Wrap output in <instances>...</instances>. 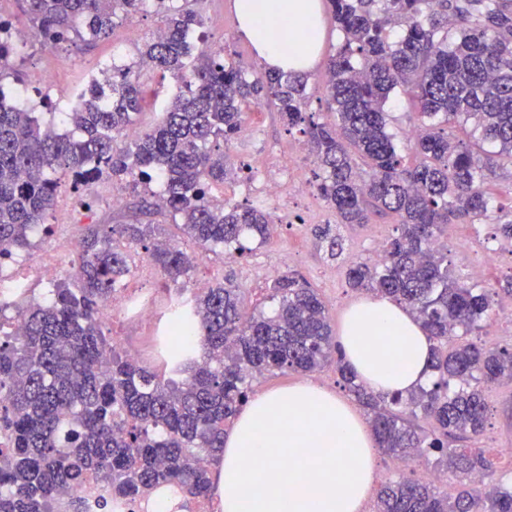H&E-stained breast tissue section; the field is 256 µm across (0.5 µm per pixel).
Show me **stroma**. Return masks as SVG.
<instances>
[{
  "label": "stroma",
  "mask_w": 512,
  "mask_h": 512,
  "mask_svg": "<svg viewBox=\"0 0 512 512\" xmlns=\"http://www.w3.org/2000/svg\"><path fill=\"white\" fill-rule=\"evenodd\" d=\"M203 14L207 20L203 28L207 47H224L238 62L249 69L259 71L263 65L252 46L240 34L232 7V0H206ZM0 17L11 21L14 42L25 45L23 59L18 60L24 85L39 87L42 98L57 105H65L72 96L88 83L93 71L101 63L115 61L130 63L142 46L160 25L154 12H141L133 18L119 22L111 36L90 45L66 46L53 49L31 39L30 29L22 10L21 0H0ZM52 74L53 80L41 83L40 74ZM227 153L236 169L233 177L224 184L225 191H232L239 184L250 180L252 174H261L269 168L289 167L296 180L311 185L315 165L313 157L303 147L298 130L288 129L277 106L264 103L249 112L240 133L229 143ZM160 185L151 189L134 187L131 180H115L102 176L80 187H72L70 180H61L55 200L45 222L49 226V239L60 238L70 224H132L142 222L155 227L160 238L176 244L193 256L195 266L192 282H215L232 275L244 290L246 309H254L265 303L268 286L279 274L297 273L303 276L324 300L333 324H340L346 305L356 297L346 284V269L350 256L367 259L373 255L376 241L390 238L396 220L385 214L372 215L362 227L344 229L346 252L344 258L328 259L320 251L311 234L313 225L335 223L336 217L327 203L311 191L295 192L293 186H285L288 207L303 216L300 224L276 221L272 243L253 246L244 255L231 254L224 249L205 250L185 236L172 216L165 210L140 212L139 204L146 192H160ZM123 195L122 208L115 209L106 202L108 194ZM496 223L487 220L478 224H452L448 227V257L462 280H469V263L474 249L493 248L494 257L485 274V285L497 287L512 277V241L496 237ZM311 380L325 388L341 391L342 386L334 366L301 374L295 372L264 374L255 380L254 392L279 390L289 385ZM490 414L482 435L461 440L464 448L492 450L512 443V384L492 389L487 394Z\"/></svg>",
  "instance_id": "stroma-1"
}]
</instances>
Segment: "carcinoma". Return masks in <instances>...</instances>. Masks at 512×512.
<instances>
[{
  "label": "carcinoma",
  "instance_id": "1",
  "mask_svg": "<svg viewBox=\"0 0 512 512\" xmlns=\"http://www.w3.org/2000/svg\"><path fill=\"white\" fill-rule=\"evenodd\" d=\"M31 35L59 48L109 37L116 23L151 5L162 35L138 60L113 65L112 80L90 82L63 118L67 129L25 104L0 99V260L31 245L44 224L58 181L107 174L163 186L165 209L202 247L243 251L266 244L274 219L262 206L213 193L228 179L220 143L235 138L250 105L274 103L306 137L318 167L316 191L338 223L366 224L369 213L396 217L384 259L348 267L350 288L385 295L411 310L434 340L432 383L408 395L367 389L345 363L328 310L306 280L283 273L270 285L271 306L243 309V289L226 277L187 287L194 259L160 246L152 224L86 225L72 275L46 302L15 310L18 335L0 321V512H79L61 499L70 483L92 477L117 496L135 499L167 485L200 503L214 491L201 461L224 454V432L246 404L257 377L336 367L343 388L366 410L377 447L403 462L431 453L455 477L489 476L494 462L480 448L448 450V440L483 431L485 392L512 383V348L467 340L489 317L500 290L464 282L448 248V225L474 224L501 210L487 190L512 166V0H325L343 38L321 77L333 121L306 112L311 73L266 70L210 51L193 63L191 34L204 26V0H23ZM460 28L448 31V16ZM399 35H394V28ZM0 18V78L18 73L17 55ZM182 83L154 126L129 130L148 90L135 69ZM417 102L418 133L408 139L419 162L402 163L385 105L396 89ZM473 123L467 142L448 123ZM336 259L344 239L330 224L313 228ZM122 238L144 250L173 285L167 316V360L149 365L122 353L102 331V302L132 273ZM429 420L425 430L420 420ZM375 512H512V490L462 488L450 499L432 480L402 477L383 484Z\"/></svg>",
  "mask_w": 512,
  "mask_h": 512
}]
</instances>
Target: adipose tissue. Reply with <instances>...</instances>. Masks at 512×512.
Returning a JSON list of instances; mask_svg holds the SVG:
<instances>
[{"label":"adipose tissue","mask_w":512,"mask_h":512,"mask_svg":"<svg viewBox=\"0 0 512 512\" xmlns=\"http://www.w3.org/2000/svg\"><path fill=\"white\" fill-rule=\"evenodd\" d=\"M240 32L267 67L311 70L324 32L321 0H233ZM359 381L408 394L431 379L433 341L386 296L356 298L337 334ZM289 457L291 466L280 464ZM377 444L355 406L310 381L253 396L224 440L222 512H359L375 481Z\"/></svg>","instance_id":"ef3b65f1"}]
</instances>
